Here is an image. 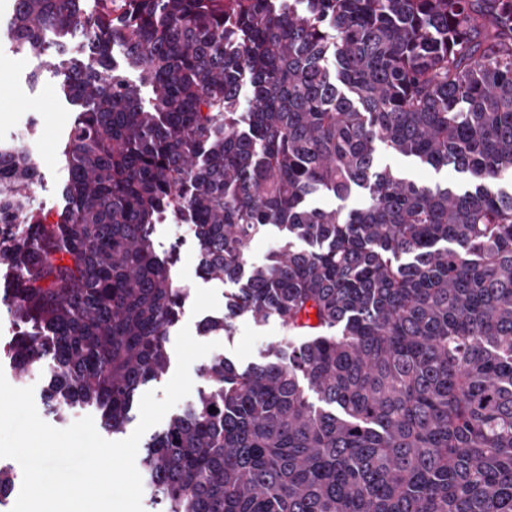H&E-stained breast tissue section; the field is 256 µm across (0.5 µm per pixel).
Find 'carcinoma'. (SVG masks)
Wrapping results in <instances>:
<instances>
[{
    "label": "carcinoma",
    "mask_w": 512,
    "mask_h": 512,
    "mask_svg": "<svg viewBox=\"0 0 512 512\" xmlns=\"http://www.w3.org/2000/svg\"><path fill=\"white\" fill-rule=\"evenodd\" d=\"M81 2L14 0L8 26L78 107L53 224L30 155L0 144L13 369L47 370L60 419L123 432L187 298L154 248L170 213L199 277L235 285L200 334L248 314L304 339L200 369L144 444L162 512H512V0ZM381 147L474 190L408 181ZM269 227L280 250L248 263ZM15 481L0 463V502ZM311 204L325 209H338L346 213L352 209L362 208L365 204V198L362 195H353L345 200H340L329 195L315 196Z\"/></svg>",
    "instance_id": "carcinoma-1"
}]
</instances>
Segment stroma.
Masks as SVG:
<instances>
[{"instance_id": "35a3bbf8", "label": "stroma", "mask_w": 512, "mask_h": 512, "mask_svg": "<svg viewBox=\"0 0 512 512\" xmlns=\"http://www.w3.org/2000/svg\"><path fill=\"white\" fill-rule=\"evenodd\" d=\"M11 2L0 0V143L11 141L21 133L37 143L41 182L35 190L36 204L53 222L62 207L60 190L68 179L62 150L73 107L61 91L60 76L48 63L15 52L4 32ZM379 160L420 185L446 184L461 188L466 184L465 176L452 169L437 170L389 151L380 152ZM176 242L180 243L181 250L174 268L175 279L189 291L180 322L194 330L203 318L223 314L226 289L198 278L196 251L186 224L175 220L157 225L155 247L158 252L169 251ZM288 338V332L279 322L258 324L247 316L236 319L232 336L221 333L213 336L218 343L217 355L241 368L271 360L272 346L286 343Z\"/></svg>"}]
</instances>
